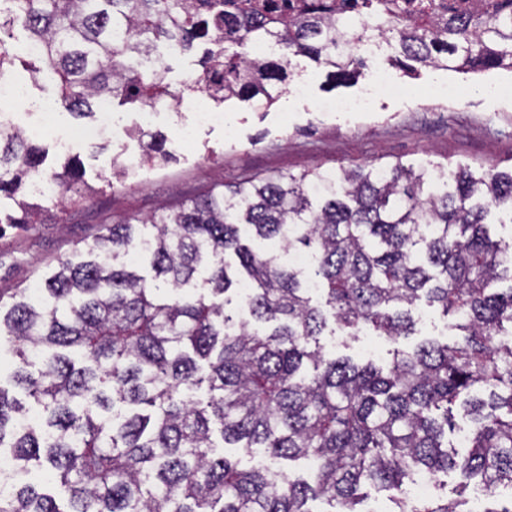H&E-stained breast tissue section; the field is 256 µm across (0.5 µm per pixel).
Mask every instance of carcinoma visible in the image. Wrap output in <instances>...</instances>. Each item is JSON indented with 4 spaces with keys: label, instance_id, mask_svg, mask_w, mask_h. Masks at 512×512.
Here are the masks:
<instances>
[{
    "label": "carcinoma",
    "instance_id": "carcinoma-1",
    "mask_svg": "<svg viewBox=\"0 0 512 512\" xmlns=\"http://www.w3.org/2000/svg\"><path fill=\"white\" fill-rule=\"evenodd\" d=\"M18 28L37 54L6 47ZM365 41L397 43L406 73L512 71V0L477 15L436 0H5L0 80L19 66L34 81L52 73L76 118L101 97L140 111L177 104L169 68L140 65L167 44L199 56L214 104L269 108L298 58L333 83L353 80ZM258 43L275 50L246 52ZM132 135L148 138L142 162L170 156L163 135ZM43 162L21 129L0 128V234L39 222L24 193L35 178L81 198L70 194L78 160L48 175ZM506 220L512 171L436 175L397 161L254 175L104 227L37 294L18 288L7 308L0 292V348L12 358L0 455L21 475L0 491V512H312L317 497L332 512H367L372 485L396 512H468L442 498L406 510L416 472L507 490L484 512H512V246L490 234ZM243 226L279 247L253 248ZM283 251L308 253L309 267ZM422 303L452 319V342L401 347ZM331 324L388 337L391 363L327 358L319 336ZM457 409L470 426L463 452L448 442ZM299 461L309 478L290 472ZM33 466L43 481L27 478Z\"/></svg>",
    "mask_w": 512,
    "mask_h": 512
}]
</instances>
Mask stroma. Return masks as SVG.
<instances>
[{"mask_svg":"<svg viewBox=\"0 0 512 512\" xmlns=\"http://www.w3.org/2000/svg\"><path fill=\"white\" fill-rule=\"evenodd\" d=\"M300 65L293 81L305 84L304 95L285 93L269 108L227 102V126L198 128L192 142L179 139L180 127L191 122L189 112L159 113L152 128L167 136L174 153L162 167L140 166L141 148L130 135L139 114L131 107L115 108L114 123L100 141L77 142L64 152L52 138L41 137L48 150L45 170L58 168L69 155L80 159L83 199L63 206L56 197H39L44 223L8 226L0 232V288L35 287L59 258L72 255L103 225L150 216L164 204L256 173L299 174L318 166H381L399 160L432 168H512V99L492 93L496 84L512 83V71L427 68L409 77L394 67L391 76L409 89L395 97L374 90L372 69H365L352 85L334 88L314 63L304 59ZM13 78L25 89L23 102L14 107L17 126H40L43 115L37 106L57 99L55 83L32 81L22 70ZM447 85L464 90V97L437 99V91ZM329 99L363 100L367 106L360 112L319 111V104ZM116 154L125 163L138 164V175L108 189L99 175L109 171ZM321 343L330 358L349 356L380 365L391 359V343L370 333L355 338L328 333Z\"/></svg>","mask_w":512,"mask_h":512,"instance_id":"stroma-1","label":"stroma"}]
</instances>
